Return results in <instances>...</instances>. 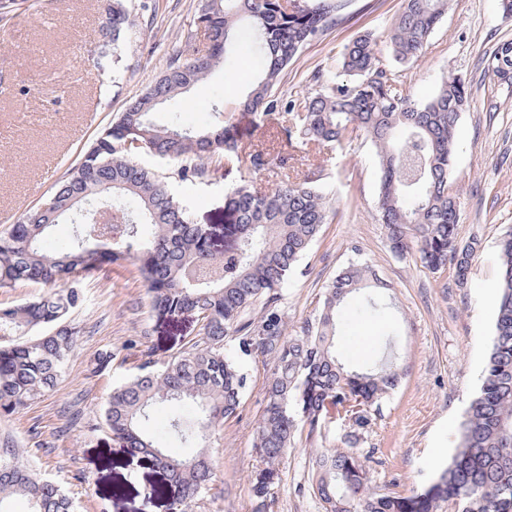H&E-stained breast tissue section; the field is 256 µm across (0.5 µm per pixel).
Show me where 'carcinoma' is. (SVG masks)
I'll use <instances>...</instances> for the list:
<instances>
[{
  "label": "carcinoma",
  "instance_id": "carcinoma-1",
  "mask_svg": "<svg viewBox=\"0 0 512 512\" xmlns=\"http://www.w3.org/2000/svg\"><path fill=\"white\" fill-rule=\"evenodd\" d=\"M449 0H404L391 25L387 48L396 63L381 59L366 33L340 56L345 80L313 79L319 89L297 102L276 95L283 71L317 36L336 24L346 0H312L293 9L288 0H202L195 27L169 57L167 67L95 139L42 204L0 236V288L41 285L42 293L0 307V413H15L50 391L79 348L81 329L73 312L85 302L80 288L105 263L132 260L139 267L157 318L186 315L201 323L198 339L159 363L143 352L139 372L112 389L104 424L120 445L152 458L178 494L171 512H194L215 477L207 438L238 414L248 384L246 365L270 368L265 406L255 431L257 466L250 480L249 512H271L279 466L297 434L327 437L326 405L346 408L350 420L341 448L316 453L306 491L322 512H512V230L499 242L496 316L491 347L476 393L465 410L454 453L433 480L410 494L372 485L373 457L358 445L382 409V399L404 375L395 337L386 339L373 366L359 369L336 353L345 299L383 284L366 264H352L326 288L323 303L299 333H288L282 290L308 252L331 207L311 172L302 182L285 180L268 192L254 189L256 175L288 168V154L271 148L238 152L229 118L193 132L178 123L158 127L150 114L206 78L236 47L245 21L258 37L264 71L240 102L262 119L281 111L282 142L339 143L350 132L373 145L379 167L378 214L391 251L416 247L433 273L451 269L454 285L466 287L481 243L457 236L460 202L451 191L456 123L469 104L465 82L444 76L435 94L416 101L406 71L419 60ZM131 24L124 0H106L100 34L117 43ZM203 33L205 46L198 44ZM491 72L512 82V42L499 44ZM150 153L174 163V178L206 183L224 162H238L240 183L224 200V251L214 250L212 229L191 221L167 178L134 157ZM132 200L136 210L126 206ZM76 225L70 245L49 246L53 228ZM153 228L152 237L141 226ZM261 314L251 316L256 303ZM236 354L226 353L227 339ZM181 403L195 409L166 422L167 433L189 452L172 456L142 427L155 410ZM15 498L29 512H75L54 481L29 465L27 450L0 452V512Z\"/></svg>",
  "mask_w": 512,
  "mask_h": 512
}]
</instances>
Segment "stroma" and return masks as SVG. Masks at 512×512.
Here are the masks:
<instances>
[{
	"label": "stroma",
	"instance_id": "obj_1",
	"mask_svg": "<svg viewBox=\"0 0 512 512\" xmlns=\"http://www.w3.org/2000/svg\"><path fill=\"white\" fill-rule=\"evenodd\" d=\"M127 0L132 26L119 48L102 47L97 0H41L40 10H17L0 25V235L53 191L100 130L127 100L165 70L167 59L194 24L201 0ZM403 0H348L342 21L310 42L279 83L285 97L301 100L315 89L314 71L338 72L343 45L371 32L385 39ZM253 34L241 28L244 49L227 54L205 80L151 115L154 124L180 122L190 129L209 126L216 111L236 124L242 147L277 145L278 125L242 111L239 100L262 68L246 44ZM512 40V17L500 0H450L422 56L407 72L415 99L436 91L442 76L465 80L471 105L456 130L453 182L461 201L460 240L481 242L466 288L455 287L451 271L434 273L418 252L399 256L387 245L377 219L379 172L364 137L349 135L340 147H296L291 174L300 180L309 167L322 170L320 186L333 215L301 259L283 290L281 307L289 331H298L317 313L326 287L349 265L365 263L384 283L387 309L377 318L351 295L336 338V351L353 365L372 362L383 336L396 333L406 369L383 401L362 451L373 452L372 480L402 494L419 488L435 465L452 455L462 415L484 365L495 308L488 290L498 280L496 252L512 227V87L487 70L496 46ZM239 181L235 165L220 168L206 185L173 181L191 219L214 230L224 247V195ZM86 300L75 310L82 330L80 348L55 387L24 410L0 415V441L28 449L33 470L73 498L77 512H168L175 494L151 458L120 451L103 430V408L113 387L138 371L144 347L157 361L168 360L196 336L190 316L160 321L134 263L104 266L84 286ZM248 387L238 418L211 438L215 480L197 512H247L250 478L256 467L255 423L264 408L267 369L247 366ZM80 408L69 423L72 408ZM96 426L94 438L82 429ZM322 441L299 442L280 467L275 512H322L303 493L313 449Z\"/></svg>",
	"mask_w": 512,
	"mask_h": 512
}]
</instances>
